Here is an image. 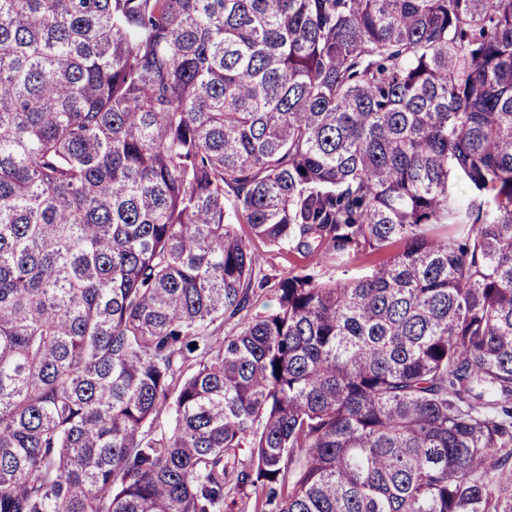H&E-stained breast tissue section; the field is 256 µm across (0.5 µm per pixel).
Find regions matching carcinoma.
<instances>
[{
  "label": "carcinoma",
  "mask_w": 512,
  "mask_h": 512,
  "mask_svg": "<svg viewBox=\"0 0 512 512\" xmlns=\"http://www.w3.org/2000/svg\"><path fill=\"white\" fill-rule=\"evenodd\" d=\"M240 498L512 512V0H0V512ZM240 234L250 239L252 250L259 253L263 258V272L268 274L269 278L275 275L282 277L288 271L293 270L304 264V260L298 254L285 253L267 246L263 241L254 238L250 234L249 226L246 224L238 225Z\"/></svg>",
  "instance_id": "carcinoma-1"
}]
</instances>
